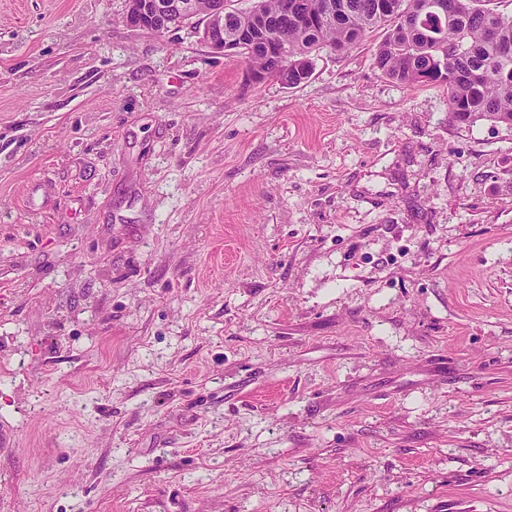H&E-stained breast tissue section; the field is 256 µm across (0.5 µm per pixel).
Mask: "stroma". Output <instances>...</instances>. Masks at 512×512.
<instances>
[{
    "label": "stroma",
    "instance_id": "35a3bbf8",
    "mask_svg": "<svg viewBox=\"0 0 512 512\" xmlns=\"http://www.w3.org/2000/svg\"><path fill=\"white\" fill-rule=\"evenodd\" d=\"M125 9L0 0V512H512V127Z\"/></svg>",
    "mask_w": 512,
    "mask_h": 512
}]
</instances>
